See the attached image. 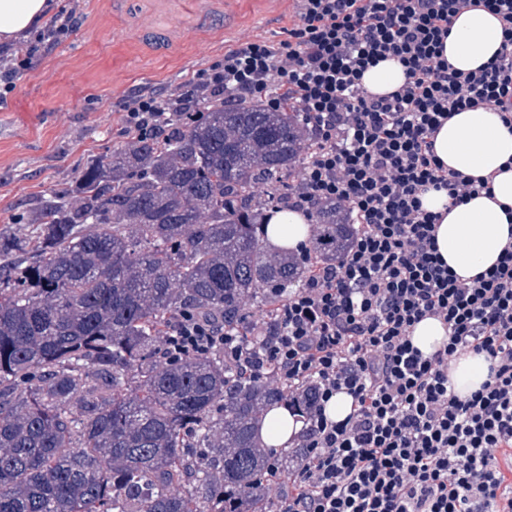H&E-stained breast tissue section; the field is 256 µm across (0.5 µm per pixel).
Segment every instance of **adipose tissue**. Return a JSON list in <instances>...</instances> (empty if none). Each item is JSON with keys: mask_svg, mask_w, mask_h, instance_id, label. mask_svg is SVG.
<instances>
[{"mask_svg": "<svg viewBox=\"0 0 512 512\" xmlns=\"http://www.w3.org/2000/svg\"><path fill=\"white\" fill-rule=\"evenodd\" d=\"M51 0H0V43L17 41L49 15ZM444 56L460 71L487 65L500 50L502 29L498 18L483 9L461 7L451 18ZM434 150L448 170L473 178L489 179L487 190L460 203L446 193L429 191L422 196L426 210L441 214L436 247L443 262L462 282L492 268L502 249L512 242V129L490 107L455 113L434 137ZM268 237L278 249L294 250L310 239V226L297 211L270 215ZM448 386L466 396L488 379L484 356L468 354L453 360ZM303 421L288 408L271 407L260 437L271 448L294 444Z\"/></svg>", "mask_w": 512, "mask_h": 512, "instance_id": "adipose-tissue-1", "label": "adipose tissue"}]
</instances>
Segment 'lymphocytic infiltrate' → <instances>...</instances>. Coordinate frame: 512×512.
Wrapping results in <instances>:
<instances>
[{"instance_id":"obj_1","label":"lymphocytic infiltrate","mask_w":512,"mask_h":512,"mask_svg":"<svg viewBox=\"0 0 512 512\" xmlns=\"http://www.w3.org/2000/svg\"><path fill=\"white\" fill-rule=\"evenodd\" d=\"M500 20V52L474 72L443 56L450 18L462 2ZM77 28L56 15L0 68V103L50 44ZM394 58L406 82L368 94L362 76ZM284 91L301 113L309 151L286 201L315 219L330 205L355 226L336 262L319 265L265 316L230 328L189 310L157 339L167 359L223 353L248 380H274L289 396L311 394L288 472L272 512H512V244L472 282L439 257V215L421 194L458 202L487 189L484 179L444 168L434 137L453 113L479 106L512 126V0H300L299 21L279 43L253 40L197 71L176 98L193 112L208 95L242 104ZM124 129L169 134L157 98L127 105ZM426 318L448 330L423 355L411 341ZM475 353L489 379L468 396L448 389V363ZM354 406L340 422L324 405L336 393Z\"/></svg>"}]
</instances>
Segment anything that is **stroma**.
Masks as SVG:
<instances>
[{"instance_id":"1","label":"stroma","mask_w":512,"mask_h":512,"mask_svg":"<svg viewBox=\"0 0 512 512\" xmlns=\"http://www.w3.org/2000/svg\"><path fill=\"white\" fill-rule=\"evenodd\" d=\"M113 2L55 0L57 10L76 9L78 27L17 80L8 111L0 112V225L15 223L45 195L74 190L75 173L87 159L111 153L123 140L124 108L139 93L171 101L225 49L287 39L299 18L297 0L276 17L265 0H213V12H230L231 20L223 30L202 28L196 0H178L169 21L173 46L156 53L132 30L161 15L163 5L127 0L119 13Z\"/></svg>"}]
</instances>
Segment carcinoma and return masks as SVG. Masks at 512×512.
Segmentation results:
<instances>
[{"label":"carcinoma","mask_w":512,"mask_h":512,"mask_svg":"<svg viewBox=\"0 0 512 512\" xmlns=\"http://www.w3.org/2000/svg\"><path fill=\"white\" fill-rule=\"evenodd\" d=\"M175 134L94 157L73 192L0 228V512H260L261 412L288 394L212 353L170 361L156 337L182 309L242 324L307 266L266 244L256 190L288 192L307 149L275 108L169 116ZM321 262L353 226L318 215Z\"/></svg>","instance_id":"carcinoma-1"}]
</instances>
